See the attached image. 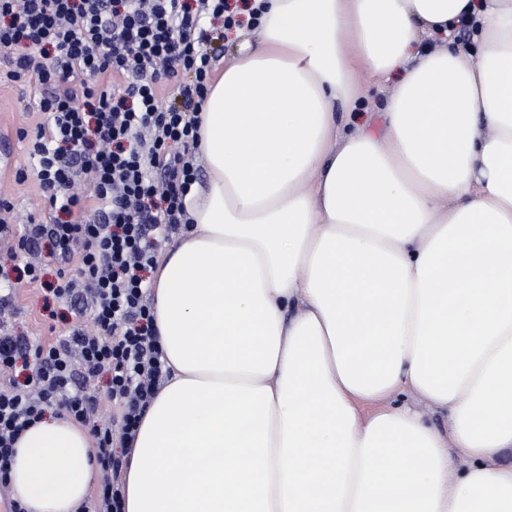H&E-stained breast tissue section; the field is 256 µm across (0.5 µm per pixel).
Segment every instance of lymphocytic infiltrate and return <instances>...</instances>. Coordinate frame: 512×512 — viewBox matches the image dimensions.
I'll list each match as a JSON object with an SVG mask.
<instances>
[{"instance_id": "1", "label": "lymphocytic infiltrate", "mask_w": 512, "mask_h": 512, "mask_svg": "<svg viewBox=\"0 0 512 512\" xmlns=\"http://www.w3.org/2000/svg\"><path fill=\"white\" fill-rule=\"evenodd\" d=\"M237 14L230 0H0L1 76L45 89L38 108L47 121L29 156L45 202L67 215L26 225L15 242L61 264L56 295L94 315L93 329L48 342L0 336V375L26 371L0 388L5 512H27L5 495L15 445L53 409L92 426L102 474L94 512H124L125 447L169 376L149 274L159 233L188 221L198 113L215 62L207 45L237 26ZM102 370L112 417L96 424L88 384Z\"/></svg>"}]
</instances>
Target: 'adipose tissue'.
Wrapping results in <instances>:
<instances>
[{
  "mask_svg": "<svg viewBox=\"0 0 512 512\" xmlns=\"http://www.w3.org/2000/svg\"><path fill=\"white\" fill-rule=\"evenodd\" d=\"M252 6L200 113L207 186L151 275L172 375L124 512H512V0ZM363 69L393 92L348 133ZM96 470L51 413L10 491L77 512Z\"/></svg>",
  "mask_w": 512,
  "mask_h": 512,
  "instance_id": "adipose-tissue-1",
  "label": "adipose tissue"
}]
</instances>
